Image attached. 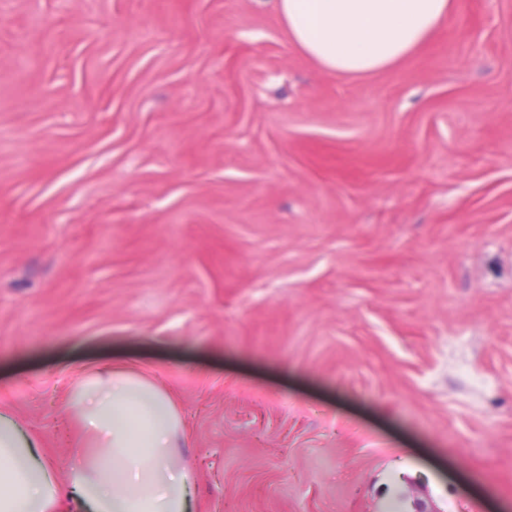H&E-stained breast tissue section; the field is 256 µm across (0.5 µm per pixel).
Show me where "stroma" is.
I'll return each instance as SVG.
<instances>
[{"instance_id":"obj_1","label":"stroma","mask_w":512,"mask_h":512,"mask_svg":"<svg viewBox=\"0 0 512 512\" xmlns=\"http://www.w3.org/2000/svg\"><path fill=\"white\" fill-rule=\"evenodd\" d=\"M172 392L196 512H512V0L322 72L274 0H0V408Z\"/></svg>"}]
</instances>
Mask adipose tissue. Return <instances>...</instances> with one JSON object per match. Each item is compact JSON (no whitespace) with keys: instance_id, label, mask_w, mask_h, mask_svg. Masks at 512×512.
Wrapping results in <instances>:
<instances>
[{"instance_id":"adipose-tissue-1","label":"adipose tissue","mask_w":512,"mask_h":512,"mask_svg":"<svg viewBox=\"0 0 512 512\" xmlns=\"http://www.w3.org/2000/svg\"><path fill=\"white\" fill-rule=\"evenodd\" d=\"M454 0H275L289 42L323 71L391 70L447 20ZM69 409L83 430L65 476L38 438L0 411V512H194L182 417L166 386L101 362L82 369Z\"/></svg>"}]
</instances>
